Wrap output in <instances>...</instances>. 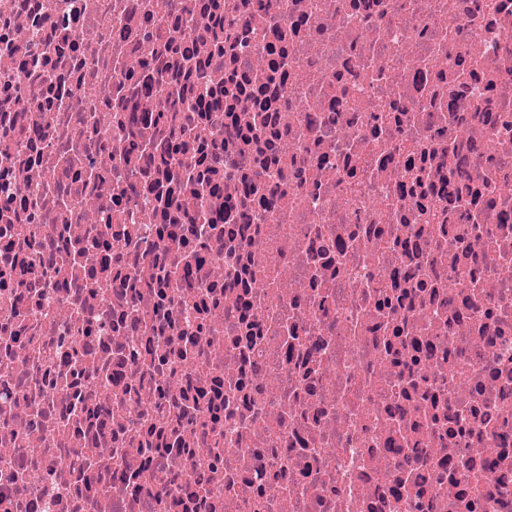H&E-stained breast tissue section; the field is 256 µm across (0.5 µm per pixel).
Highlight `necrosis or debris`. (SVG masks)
<instances>
[{"label":"necrosis or debris","mask_w":512,"mask_h":512,"mask_svg":"<svg viewBox=\"0 0 512 512\" xmlns=\"http://www.w3.org/2000/svg\"><path fill=\"white\" fill-rule=\"evenodd\" d=\"M506 167L512 0H0V512H512Z\"/></svg>","instance_id":"1"}]
</instances>
